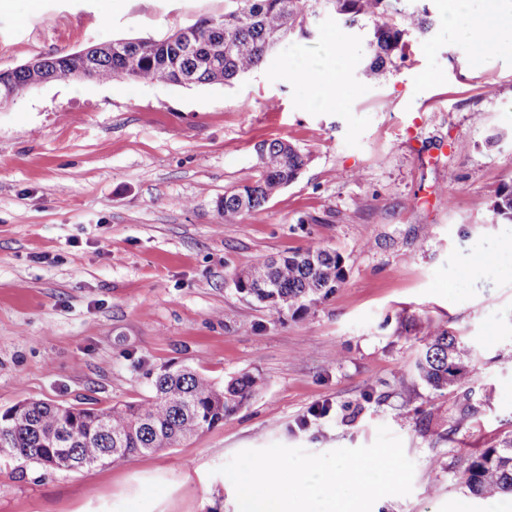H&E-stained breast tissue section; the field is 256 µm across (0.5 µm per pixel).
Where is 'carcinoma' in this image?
<instances>
[{"instance_id": "cac0c4a2", "label": "carcinoma", "mask_w": 512, "mask_h": 512, "mask_svg": "<svg viewBox=\"0 0 512 512\" xmlns=\"http://www.w3.org/2000/svg\"><path fill=\"white\" fill-rule=\"evenodd\" d=\"M224 15L198 20L161 41L114 39L108 48L85 49L91 68L84 77L103 83L122 78L144 86L228 83L262 67L285 43L314 34L316 20L334 14L369 29L364 76L384 81L402 60L410 35L432 27L429 11L407 9L401 0H225ZM70 53L40 59L37 74L15 69L0 83V103L31 84L80 71ZM258 179L224 193L219 209L230 220L260 209L277 190L295 182L308 156L275 139L257 145ZM498 223L512 224V186L493 204ZM346 279L343 257L330 249L294 251L258 261L237 272L235 290L273 315L298 314L332 295ZM416 364L418 377L435 390L457 387L473 376V349L448 330L427 328ZM263 387L243 373L220 384L190 368L166 370L153 395L106 408L21 401L0 413V440L14 457L50 469H88L171 448L236 413ZM468 491L487 500L512 494V437L470 458L462 471Z\"/></svg>"}]
</instances>
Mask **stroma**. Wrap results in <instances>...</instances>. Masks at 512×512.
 <instances>
[{
	"label": "stroma",
	"mask_w": 512,
	"mask_h": 512,
	"mask_svg": "<svg viewBox=\"0 0 512 512\" xmlns=\"http://www.w3.org/2000/svg\"><path fill=\"white\" fill-rule=\"evenodd\" d=\"M427 5L434 26L380 84L362 74L364 29L327 15L230 85L61 77L0 103V412L138 402L181 366L264 381L224 422L118 466L0 454V512H220L237 452L367 446L382 426L415 471L409 495L372 512H512L511 496L461 480L512 436V224L492 213L512 185V57L463 40L452 0ZM223 13L224 0H14L0 70ZM340 50L349 92L329 108L299 72ZM274 139L308 166L225 221L217 200L256 180L255 146ZM308 247L345 260L327 301L279 318L236 293L237 271ZM427 322L477 357L442 393L415 370Z\"/></svg>",
	"instance_id": "obj_1"
}]
</instances>
